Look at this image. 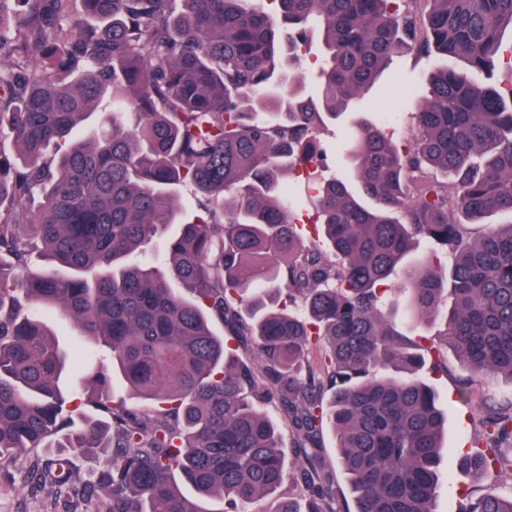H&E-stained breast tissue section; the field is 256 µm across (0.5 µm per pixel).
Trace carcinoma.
<instances>
[{
    "label": "carcinoma",
    "mask_w": 512,
    "mask_h": 512,
    "mask_svg": "<svg viewBox=\"0 0 512 512\" xmlns=\"http://www.w3.org/2000/svg\"><path fill=\"white\" fill-rule=\"evenodd\" d=\"M507 28L512 0H0V476L61 448L31 483L93 512H299L274 405L306 512H341L326 428L356 512H434L448 418L419 372L451 351L471 382L512 379ZM403 53L436 63L400 145L363 112ZM342 119L331 157L319 135ZM299 169L312 237L283 185ZM403 295L440 329L400 330ZM45 308L91 341L85 385ZM483 411L460 467L512 472V397ZM283 446L288 455V462L290 464L288 481L281 488L280 494H282L286 498L300 499L302 496V491L300 487H297L294 482H292V475L295 469V466L298 465V457L295 455V437L291 430L288 427L283 426Z\"/></svg>",
    "instance_id": "1"
}]
</instances>
